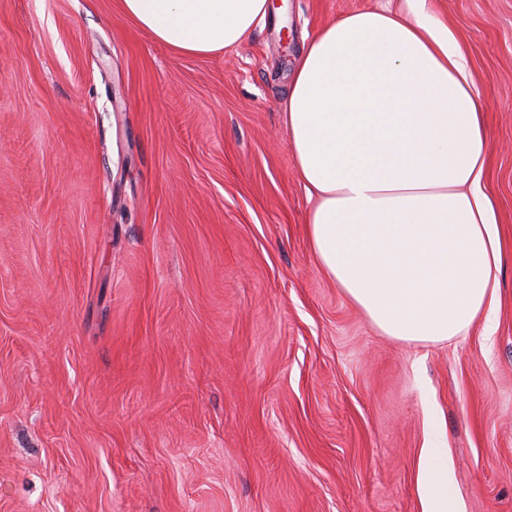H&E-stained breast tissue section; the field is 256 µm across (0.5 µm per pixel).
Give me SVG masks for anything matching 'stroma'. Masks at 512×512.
Wrapping results in <instances>:
<instances>
[{"mask_svg":"<svg viewBox=\"0 0 512 512\" xmlns=\"http://www.w3.org/2000/svg\"><path fill=\"white\" fill-rule=\"evenodd\" d=\"M381 0L174 52L119 0H0V512H512V0H436L486 95L495 319L382 335L323 273L282 112ZM429 465L421 475L424 498V512H450V479L445 448H441L435 439L422 448Z\"/></svg>","mask_w":512,"mask_h":512,"instance_id":"1","label":"stroma"}]
</instances>
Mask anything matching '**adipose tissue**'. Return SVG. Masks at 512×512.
Listing matches in <instances>:
<instances>
[{
  "instance_id": "1",
  "label": "adipose tissue",
  "mask_w": 512,
  "mask_h": 512,
  "mask_svg": "<svg viewBox=\"0 0 512 512\" xmlns=\"http://www.w3.org/2000/svg\"><path fill=\"white\" fill-rule=\"evenodd\" d=\"M171 50L235 48L269 0H121ZM482 95L432 0L347 13L296 60L283 121L312 205L307 234L337 288L383 334L439 343L491 322L502 250L483 190ZM424 512H451L445 450L429 442Z\"/></svg>"
}]
</instances>
